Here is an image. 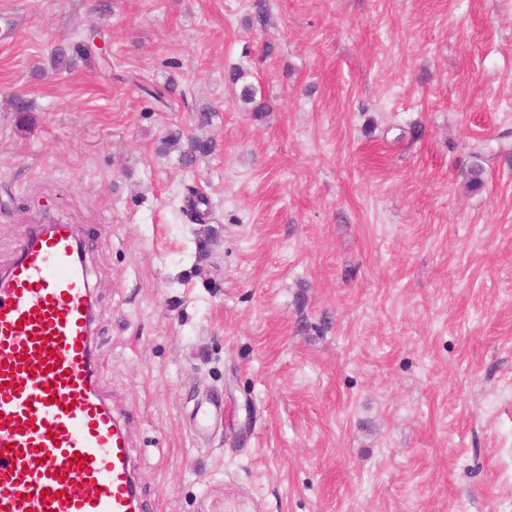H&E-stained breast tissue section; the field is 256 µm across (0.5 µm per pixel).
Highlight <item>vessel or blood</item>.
Returning a JSON list of instances; mask_svg holds the SVG:
<instances>
[{"instance_id":"1","label":"vessel or blood","mask_w":512,"mask_h":512,"mask_svg":"<svg viewBox=\"0 0 512 512\" xmlns=\"http://www.w3.org/2000/svg\"><path fill=\"white\" fill-rule=\"evenodd\" d=\"M94 307L71 227L27 231L0 273V512H143Z\"/></svg>"}]
</instances>
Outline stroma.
Masks as SVG:
<instances>
[{
    "label": "stroma",
    "instance_id": "stroma-1",
    "mask_svg": "<svg viewBox=\"0 0 512 512\" xmlns=\"http://www.w3.org/2000/svg\"><path fill=\"white\" fill-rule=\"evenodd\" d=\"M507 129L512 0H0V270L83 240L146 512H512Z\"/></svg>",
    "mask_w": 512,
    "mask_h": 512
}]
</instances>
